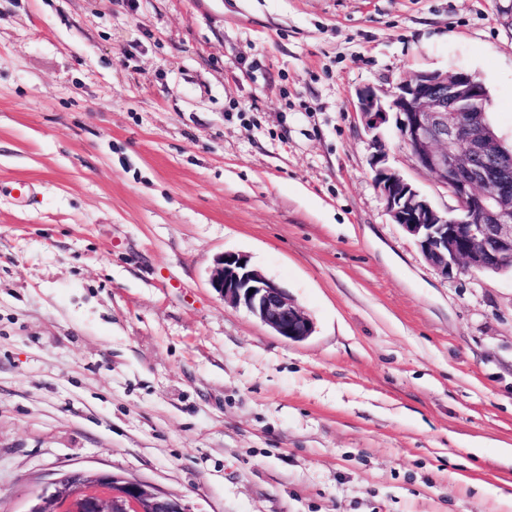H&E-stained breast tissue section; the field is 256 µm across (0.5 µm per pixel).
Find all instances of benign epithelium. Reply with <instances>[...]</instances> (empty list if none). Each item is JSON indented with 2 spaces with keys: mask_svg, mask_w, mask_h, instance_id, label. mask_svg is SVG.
<instances>
[{
  "mask_svg": "<svg viewBox=\"0 0 512 512\" xmlns=\"http://www.w3.org/2000/svg\"><path fill=\"white\" fill-rule=\"evenodd\" d=\"M488 95L465 71L420 72L384 100L372 88L358 93V112L374 149L375 183L394 223L416 241L442 275L512 268V149L486 115ZM394 121L414 166L457 203L441 210L387 165L383 128ZM213 290L243 306L274 333L294 342L313 333V322L244 254L217 258ZM28 512H190L183 500L110 471L72 468L45 485Z\"/></svg>",
  "mask_w": 512,
  "mask_h": 512,
  "instance_id": "1",
  "label": "benign epithelium"
}]
</instances>
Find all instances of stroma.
Listing matches in <instances>:
<instances>
[{
	"mask_svg": "<svg viewBox=\"0 0 512 512\" xmlns=\"http://www.w3.org/2000/svg\"><path fill=\"white\" fill-rule=\"evenodd\" d=\"M436 70L512 143V0H0V512L73 467L191 512H512V271L425 260L354 110ZM225 253L312 335L225 303Z\"/></svg>",
	"mask_w": 512,
	"mask_h": 512,
	"instance_id": "35a3bbf8",
	"label": "stroma"
}]
</instances>
